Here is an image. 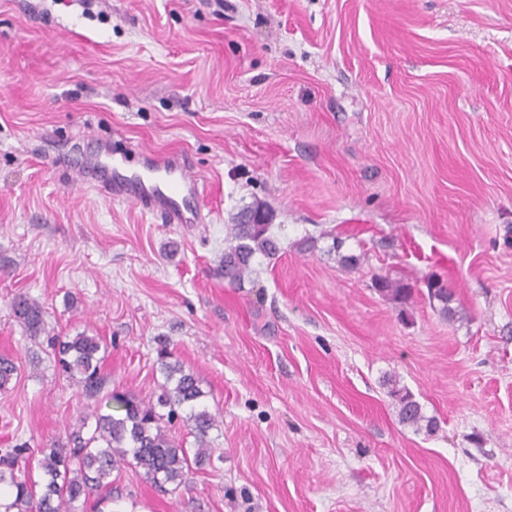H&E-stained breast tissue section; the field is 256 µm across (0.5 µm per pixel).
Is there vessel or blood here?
I'll list each match as a JSON object with an SVG mask.
<instances>
[{"label": "vessel or blood", "mask_w": 512, "mask_h": 512, "mask_svg": "<svg viewBox=\"0 0 512 512\" xmlns=\"http://www.w3.org/2000/svg\"><path fill=\"white\" fill-rule=\"evenodd\" d=\"M83 169L87 180L99 184L107 199L133 202L159 214L167 224L184 223L188 197L201 194L197 179L179 154H150L140 168L131 169L125 155L106 144L84 162Z\"/></svg>", "instance_id": "obj_1"}]
</instances>
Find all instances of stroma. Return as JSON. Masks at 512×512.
Masks as SVG:
<instances>
[{
    "label": "stroma",
    "instance_id": "stroma-1",
    "mask_svg": "<svg viewBox=\"0 0 512 512\" xmlns=\"http://www.w3.org/2000/svg\"><path fill=\"white\" fill-rule=\"evenodd\" d=\"M223 2L0 0V448L156 400L169 355L210 459L174 494L125 466L112 512H512V0ZM103 141L185 155L200 221L77 180ZM256 203L282 250L230 288L225 228ZM18 292L107 342L104 395L56 375ZM427 294L429 300H437L442 304L440 311L445 316H450L453 313V309L449 306L452 301L453 294L448 288L447 283L440 278V276L432 275L427 281ZM376 287L382 294L391 296L395 300L403 303L410 301L413 297V287L408 283L394 281L389 278H380L376 282ZM389 386L388 394L394 401L399 421L403 425L418 432L424 429L426 433H433L437 429V421L423 413L422 406L408 389L400 387L396 382H391Z\"/></svg>",
    "mask_w": 512,
    "mask_h": 512
}]
</instances>
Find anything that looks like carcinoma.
I'll return each instance as SVG.
<instances>
[{"mask_svg":"<svg viewBox=\"0 0 512 512\" xmlns=\"http://www.w3.org/2000/svg\"><path fill=\"white\" fill-rule=\"evenodd\" d=\"M242 213L261 215V223L249 224L240 217L227 227L229 245L224 249L221 275L230 287L252 279L256 255L273 258L280 251L278 239L271 232L269 213L258 204L245 207ZM376 287L403 303L413 297L412 286L389 278L379 279ZM427 294L430 300L442 304V314L452 315L453 294L444 280L431 276ZM10 307L30 339L46 337L61 375L91 398L100 393V366L107 351L102 338L85 333L61 338L48 330L43 306L25 293L15 294ZM161 371L165 383L155 403L112 392L108 400L115 402L117 413L94 416L92 426L88 425V418H83L66 435V441L37 450L25 443L1 448L0 512H75L76 502L112 485V473L121 471L126 464L141 469L145 479L162 487L170 485L176 491L184 486L191 463L200 464L209 457L206 437L215 426V418L201 404L204 392L193 372L185 370L177 359L162 361ZM15 374L13 360L0 357V391L8 389ZM388 394L402 424L418 432L432 433L437 429V421L423 413L408 389L392 382ZM159 407L167 409V413L157 411ZM178 417L196 439L197 450L192 457L184 441L171 435L170 425ZM36 451L42 455L39 465L45 475L40 487L27 471V460Z\"/></svg>","mask_w":512,"mask_h":512,"instance_id":"cac0c4a2","label":"carcinoma"}]
</instances>
